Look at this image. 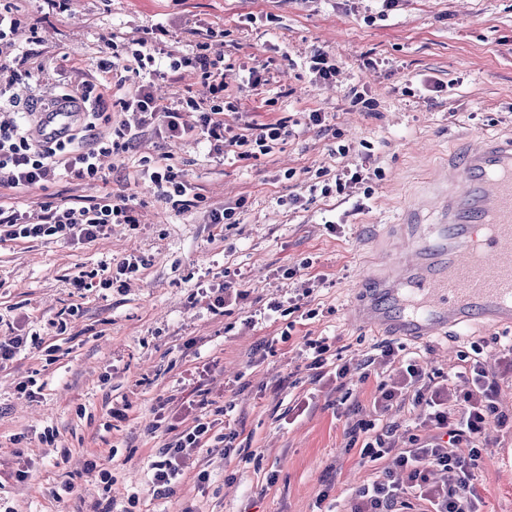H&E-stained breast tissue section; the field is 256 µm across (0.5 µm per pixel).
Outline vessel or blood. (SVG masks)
<instances>
[{"instance_id":"obj_1","label":"vessel or blood","mask_w":512,"mask_h":512,"mask_svg":"<svg viewBox=\"0 0 512 512\" xmlns=\"http://www.w3.org/2000/svg\"><path fill=\"white\" fill-rule=\"evenodd\" d=\"M56 140L76 120L66 109L36 115ZM435 198L436 224H401L415 261L394 277L371 275L359 308L363 327L432 338L476 324L512 328V136H486L448 160Z\"/></svg>"}]
</instances>
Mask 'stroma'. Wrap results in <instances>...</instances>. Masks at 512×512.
<instances>
[{
  "label": "stroma",
  "mask_w": 512,
  "mask_h": 512,
  "mask_svg": "<svg viewBox=\"0 0 512 512\" xmlns=\"http://www.w3.org/2000/svg\"><path fill=\"white\" fill-rule=\"evenodd\" d=\"M7 3L33 76L0 79V121L63 93V69L76 84L100 80V57H127L133 39L161 22L185 54L194 44L188 29L223 32L230 85L250 67H268L270 84L226 112L234 132L246 113L284 120L293 134L258 158L218 160L207 143L130 127V114L111 101L90 140L108 147L126 128L129 145L104 157L101 179L63 175L0 199L29 211L109 193L142 214L141 224L110 225L90 243H0V337L39 338L0 370V502L12 512H344L374 477L352 425L395 426L398 450L408 436L436 434L412 405L376 407L379 382L395 373L380 358L389 343L398 360L461 391V355L478 348L508 422L487 426L472 491L480 512H512V361L499 330L477 325L418 340L347 323L376 247L400 211L428 193L449 150L512 135V0H398L386 12L380 0H77L63 13L45 0ZM317 48L336 63L333 83L308 72ZM315 110L322 125H306ZM162 154L197 187V206L174 205L140 178L144 161ZM345 167L380 176L323 193L321 172ZM224 204L236 205L235 223H207V210ZM130 253L148 265L125 287L74 288V279ZM309 275L318 284L304 306L317 315L307 320L288 299ZM222 282L241 298L215 313L196 291ZM258 310L267 317L256 322ZM308 337L330 347L317 372L307 367ZM336 359L366 366L367 378L338 390ZM30 377L41 387L33 399L18 391ZM201 389L226 408L235 451L200 454L208 482L186 477L155 497L150 464L171 428L193 417L189 403ZM19 451L30 463L22 483L9 476ZM64 482L73 493L54 497Z\"/></svg>",
  "instance_id": "1"
}]
</instances>
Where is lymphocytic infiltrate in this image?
Masks as SVG:
<instances>
[{
    "mask_svg": "<svg viewBox=\"0 0 512 512\" xmlns=\"http://www.w3.org/2000/svg\"><path fill=\"white\" fill-rule=\"evenodd\" d=\"M169 35L165 25L155 24L137 39L130 57H104L98 61L100 73L116 78L118 85H125L127 74L138 76L134 93L120 101L122 111L136 114L138 125H156L169 139L199 134L219 158L232 155L246 159L265 154L271 143L289 136L290 131L281 120H250L245 122L243 133H232L224 121L228 86L224 82L223 47L201 41L192 53L167 55L169 62L163 66L157 64L156 57L164 53ZM185 68L200 73L207 89L206 100L199 102L185 96L177 104L163 102L154 92L155 78L174 83ZM111 94L112 87L85 81L74 91L60 95V102L77 105L83 112L82 122L62 140L48 142L38 138L30 118L20 125H1L0 190L20 193L63 174L80 180L99 178V158L106 149L86 143L85 134L94 127L100 105ZM185 106L195 111L194 123L184 121L181 109ZM144 175L161 189L165 199L177 198L182 207L192 206L194 186L166 157L157 158ZM140 222L136 207L108 196L87 206L60 203L43 215L0 208V242L38 238L92 241L103 235L108 225ZM469 374L471 386L461 394L445 385L432 386L413 364L401 369L398 381L378 384L379 407H388L399 398L411 401L424 423L438 429L440 435L429 443L410 437L408 448L397 454L383 435L367 440L360 450L361 460L379 461L383 467L373 480L355 491L349 512H416L419 502L426 504V512H476L469 487L483 459L479 439L487 423L503 425L507 417L500 413L495 400L497 382L479 360L471 361ZM214 427V422L194 417L165 448L159 449L151 463L154 494L163 496L171 491L190 469L195 456L211 448ZM430 467L439 475L433 483L426 476Z\"/></svg>",
    "mask_w": 512,
    "mask_h": 512,
    "instance_id": "obj_1",
    "label": "lymphocytic infiltrate"
}]
</instances>
